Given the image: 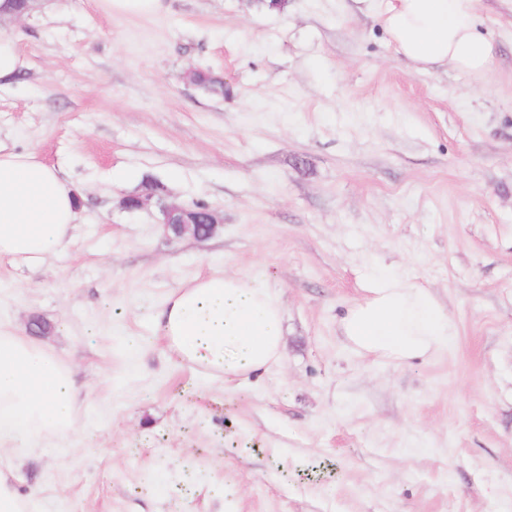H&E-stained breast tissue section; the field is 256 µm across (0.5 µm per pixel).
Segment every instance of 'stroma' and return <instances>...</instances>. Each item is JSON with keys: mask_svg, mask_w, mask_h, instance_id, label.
I'll return each instance as SVG.
<instances>
[{"mask_svg": "<svg viewBox=\"0 0 512 512\" xmlns=\"http://www.w3.org/2000/svg\"><path fill=\"white\" fill-rule=\"evenodd\" d=\"M477 19L479 85L409 68L365 0H56L14 22L0 144L60 169L82 217L39 270L0 263V329L41 316L82 387L72 436L12 457L38 512H512V0ZM150 181L223 224L168 237L157 203L120 205ZM377 264L453 324L429 358L344 340ZM214 272L281 302L283 359L252 379L158 338L170 290ZM166 0H91L106 15L125 14H154L164 10ZM26 66L18 35L0 27V89L15 84Z\"/></svg>", "mask_w": 512, "mask_h": 512, "instance_id": "obj_1", "label": "stroma"}]
</instances>
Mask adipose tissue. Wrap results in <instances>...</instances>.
<instances>
[{"instance_id": "ef3b65f1", "label": "adipose tissue", "mask_w": 512, "mask_h": 512, "mask_svg": "<svg viewBox=\"0 0 512 512\" xmlns=\"http://www.w3.org/2000/svg\"><path fill=\"white\" fill-rule=\"evenodd\" d=\"M17 0H0V89L26 68L18 35ZM376 16L396 53L415 70L449 65L482 81L494 49L477 28L474 0H386ZM78 199L59 170L31 151L0 147V261L37 268L71 243ZM367 297L340 321L346 342L366 356L408 362L448 342L454 327L429 289L371 268ZM156 324L168 350L216 381L246 380L281 358L283 310L253 280L207 274L170 292ZM79 391L70 367L33 336L0 330V451L35 450L74 431Z\"/></svg>"}]
</instances>
